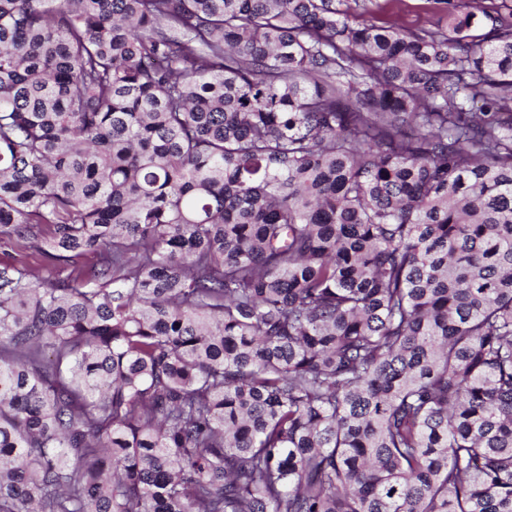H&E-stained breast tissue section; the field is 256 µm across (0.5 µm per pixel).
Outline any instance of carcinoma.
Listing matches in <instances>:
<instances>
[{
    "mask_svg": "<svg viewBox=\"0 0 512 512\" xmlns=\"http://www.w3.org/2000/svg\"><path fill=\"white\" fill-rule=\"evenodd\" d=\"M435 3L0 0V512H512V11ZM370 12L365 16L378 25L393 24L403 29L421 26H445L446 15L433 0H367ZM4 263L26 265L33 274L40 278L54 274L51 267L46 265L42 257L30 248L28 243L13 242L8 245L0 244V264Z\"/></svg>",
    "mask_w": 512,
    "mask_h": 512,
    "instance_id": "cac0c4a2",
    "label": "carcinoma"
}]
</instances>
